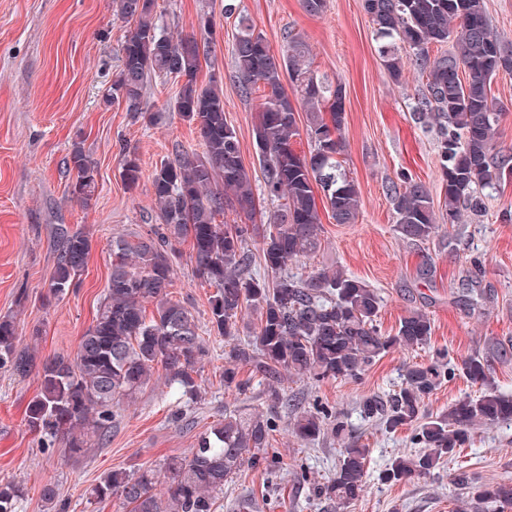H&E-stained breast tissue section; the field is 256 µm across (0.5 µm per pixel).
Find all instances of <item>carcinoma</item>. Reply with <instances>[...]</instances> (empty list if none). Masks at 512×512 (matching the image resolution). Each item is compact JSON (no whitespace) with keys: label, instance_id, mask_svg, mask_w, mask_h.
Listing matches in <instances>:
<instances>
[{"label":"carcinoma","instance_id":"obj_1","mask_svg":"<svg viewBox=\"0 0 512 512\" xmlns=\"http://www.w3.org/2000/svg\"><path fill=\"white\" fill-rule=\"evenodd\" d=\"M114 2L116 16L135 27L122 45L112 102L137 120L146 112L144 91L152 79L177 81L173 109L196 126L203 152H181L153 171L158 223L134 244L112 242V270L95 320L73 355L41 363L40 392L27 406L26 421L31 432L62 439L71 455L79 457L109 442L112 420L158 371L180 402L201 398L199 364L209 349L195 315L170 297L174 243L188 239L195 272L215 288L209 300L210 330L230 346L224 356V389L247 394L251 381L239 373L249 365L265 381L267 409L226 410L224 420L199 436L191 456L164 462V474L114 470L95 485L92 495H116L129 512H217L224 486L254 467L257 455L271 447L277 410L287 411L292 433L303 442L325 434L345 439L347 425L340 416L295 403L282 386L284 378L310 383L358 380L389 351L429 344L432 322L427 314L413 311L400 320L395 335L386 336L377 323L380 295L364 281L338 267L306 276L289 272L321 246L315 188L322 189L338 224L356 223L360 208L359 187L340 161L346 149L342 88L323 85L308 70L306 44L287 36L286 49L277 55L254 24L243 19L232 48L242 93L263 90L253 127L263 169L259 194L241 160L236 131L225 120L224 93L216 75L207 85L198 84L206 44L193 34L162 32L153 14L154 0ZM365 10L376 35L386 40L383 57L390 76L396 81L402 76L403 45L412 50L414 65L425 78L413 119L436 131L441 210L454 225L462 207H479L476 189L496 185L512 173V156L495 152L501 113L489 97L491 80L512 70V55L491 32L484 0H365ZM443 44L449 50L430 57V47ZM287 72L296 76L306 107V132L314 143L307 154L294 147L301 133L299 113L283 85ZM70 163L76 173L73 195L87 205L98 191L96 162L75 146ZM122 175L129 187L138 184L136 153H124ZM388 195L401 237L427 241L438 233L434 200L424 184L405 176L403 187L390 186ZM261 199L277 203L268 223H216V216L227 210L252 217ZM253 237L261 241L257 256L247 247ZM90 249L85 232H61L48 284L51 294L62 296L75 284ZM257 263L263 265L261 275L254 272ZM148 303L155 304L150 318ZM248 314L256 316V323L245 322ZM16 339L15 323L0 318V366L24 375L36 360L17 349ZM447 357L439 350L428 363L404 364L398 390L386 399L372 394L359 402L361 415L379 421L385 430H412L411 444L418 451L391 460L383 472L387 483L429 475L469 443L478 424L512 422V395L495 388L488 361L470 355L451 365ZM458 372L480 385L481 394L427 415L425 400ZM368 453L357 442L342 448L336 473L319 487V494L338 505L361 497ZM162 476L167 481L161 490ZM457 480L473 512L512 508V480L484 484L462 472ZM21 497L20 484H0V512H18Z\"/></svg>","mask_w":512,"mask_h":512}]
</instances>
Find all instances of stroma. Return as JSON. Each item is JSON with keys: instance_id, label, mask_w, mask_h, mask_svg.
<instances>
[{"instance_id": "stroma-1", "label": "stroma", "mask_w": 512, "mask_h": 512, "mask_svg": "<svg viewBox=\"0 0 512 512\" xmlns=\"http://www.w3.org/2000/svg\"><path fill=\"white\" fill-rule=\"evenodd\" d=\"M230 1L236 10L228 14L224 6ZM154 13L174 34L198 32L201 14L211 16L209 60L198 81L218 78L242 162L256 179L261 170L252 126L261 97L243 94L235 73L232 46L239 21L248 18L274 50H281L288 35L308 44L310 70L344 95L343 167L360 187L361 208L354 224L336 223L323 211L321 248L293 270L306 275L337 265L365 281L381 297L383 333H394L415 309L432 322L428 346L412 353L391 350L359 380L285 384L289 394L341 413L350 440L369 448L362 497L339 507L314 495V484L334 476L341 445L328 436L299 441L283 415L271 448L280 458L277 470L259 461L225 485L217 512H461L452 481L457 466L483 483L512 479V422H502L476 427L458 462L424 478L382 482L393 457L413 453L410 431L385 432L358 408L362 396L384 397L400 385L404 361H428L437 348L447 349L454 362L482 355L493 367L498 390L512 392V179L478 190L481 215L465 212L455 226L441 222L437 236L427 241L404 240L386 188L405 174L438 195L437 146L433 131L412 117L422 80L409 63L400 81L391 79L364 0H326L318 15L305 12L302 0H155ZM131 28L117 18L113 0H0V318L14 321L18 347L39 361L74 353L93 323L108 285L112 238L136 240L155 223V166L176 152L203 150L195 126L172 110L173 80L153 79L145 90L153 121L133 120L110 101ZM490 94L501 114L496 148L512 154V72H500ZM77 142L98 165V192L87 206L71 193L75 173L69 159ZM128 150L138 155L142 169L132 189L121 177ZM62 228L86 232L92 247L76 286L53 297L47 287ZM176 249L171 297L206 329L214 289L196 276L189 243ZM426 260L432 263L427 276L420 272ZM204 338L210 354L200 370L202 398L188 407L183 421L172 423L164 385L156 383L120 412L106 446L77 458L60 440L43 447L27 426L26 407L40 390L38 372L20 376L0 367V482L22 484L18 512H49L42 498L49 482L65 512H127L119 497L91 496L109 471L159 469L166 458L189 455L199 434L225 410L264 406L260 385H253L248 400L225 390V342L207 330Z\"/></svg>"}]
</instances>
